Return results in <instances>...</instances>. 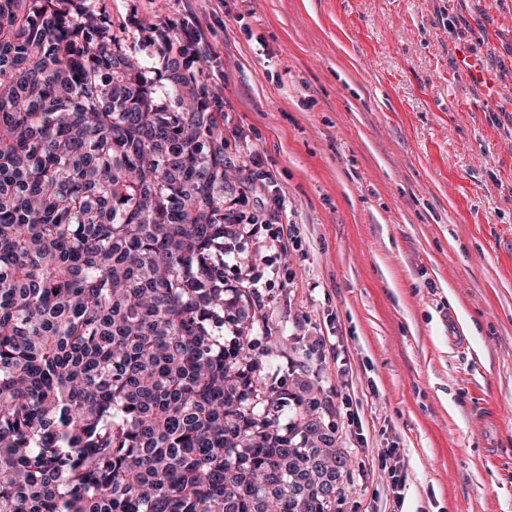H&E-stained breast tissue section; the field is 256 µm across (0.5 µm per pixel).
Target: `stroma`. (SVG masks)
<instances>
[{"label": "stroma", "instance_id": "obj_1", "mask_svg": "<svg viewBox=\"0 0 512 512\" xmlns=\"http://www.w3.org/2000/svg\"><path fill=\"white\" fill-rule=\"evenodd\" d=\"M104 2L156 67L148 23L201 34L224 199L260 220L224 278L318 388L341 512H512V0Z\"/></svg>", "mask_w": 512, "mask_h": 512}]
</instances>
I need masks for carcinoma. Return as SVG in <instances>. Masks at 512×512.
Masks as SVG:
<instances>
[{
	"label": "carcinoma",
	"instance_id": "carcinoma-1",
	"mask_svg": "<svg viewBox=\"0 0 512 512\" xmlns=\"http://www.w3.org/2000/svg\"><path fill=\"white\" fill-rule=\"evenodd\" d=\"M98 0H0V512H336V425L243 273L224 132ZM234 336L224 340V323ZM265 348L255 349L260 337Z\"/></svg>",
	"mask_w": 512,
	"mask_h": 512
}]
</instances>
